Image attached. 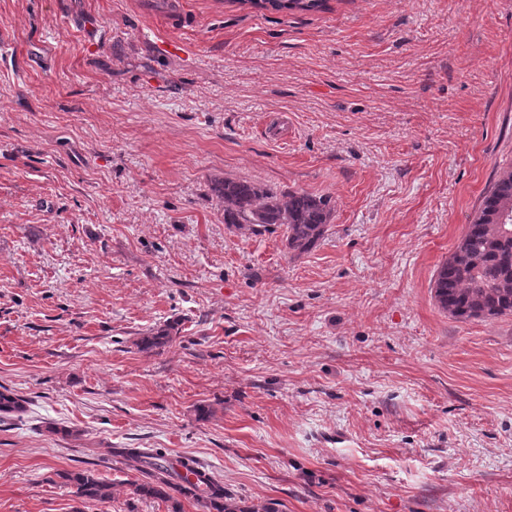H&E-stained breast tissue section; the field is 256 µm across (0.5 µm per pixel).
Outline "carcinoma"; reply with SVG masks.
Segmentation results:
<instances>
[{
	"label": "carcinoma",
	"instance_id": "obj_1",
	"mask_svg": "<svg viewBox=\"0 0 512 512\" xmlns=\"http://www.w3.org/2000/svg\"><path fill=\"white\" fill-rule=\"evenodd\" d=\"M274 11H317L325 0H247ZM224 200V224L243 234L261 235L285 228L288 249L308 252L326 232L332 214L330 200L307 192L282 193L248 180L226 179L219 188ZM435 297L442 309L458 319L492 318L512 313V169L502 172L483 197L472 222L466 225L455 252L434 280ZM162 331L141 337V350L167 344ZM24 411L23 400L0 385V417ZM129 469L142 479L134 492L144 499H161L180 512L179 497L191 498L205 512H238L223 482L182 458L172 462L159 449L118 448ZM65 480L78 497L105 503L112 499V485L90 470L68 472Z\"/></svg>",
	"mask_w": 512,
	"mask_h": 512
}]
</instances>
